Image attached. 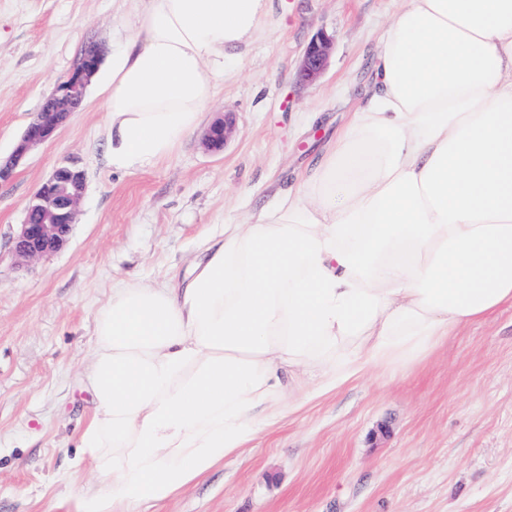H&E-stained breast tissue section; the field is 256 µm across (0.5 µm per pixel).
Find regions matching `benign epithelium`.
Masks as SVG:
<instances>
[{"mask_svg": "<svg viewBox=\"0 0 512 512\" xmlns=\"http://www.w3.org/2000/svg\"><path fill=\"white\" fill-rule=\"evenodd\" d=\"M328 55L327 38L321 34L312 38L303 53L300 78L305 82L316 80L326 68ZM101 62L102 53L97 46L85 48L80 64L44 98L41 109L12 152L0 156V181L9 179L32 148L51 139L70 115L81 108L90 79ZM227 129L223 119L211 124L204 135L208 150H223ZM84 189L85 174L73 163L58 166L41 183L13 239V251L19 260L34 261L65 248L71 239Z\"/></svg>", "mask_w": 512, "mask_h": 512, "instance_id": "1", "label": "benign epithelium"}]
</instances>
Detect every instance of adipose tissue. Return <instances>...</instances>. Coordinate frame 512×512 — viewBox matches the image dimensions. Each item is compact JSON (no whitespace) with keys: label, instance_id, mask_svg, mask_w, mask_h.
<instances>
[{"label":"adipose tissue","instance_id":"ef3b65f1","mask_svg":"<svg viewBox=\"0 0 512 512\" xmlns=\"http://www.w3.org/2000/svg\"><path fill=\"white\" fill-rule=\"evenodd\" d=\"M267 0H148L112 55L105 147L153 165L193 133ZM512 304V0H404L375 86L298 190L228 224L182 287L120 288L96 323L100 477L78 512L182 491L264 424L410 366Z\"/></svg>","mask_w":512,"mask_h":512}]
</instances>
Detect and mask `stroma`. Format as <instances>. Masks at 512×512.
I'll return each instance as SVG.
<instances>
[{"instance_id":"35a3bbf8","label":"stroma","mask_w":512,"mask_h":512,"mask_svg":"<svg viewBox=\"0 0 512 512\" xmlns=\"http://www.w3.org/2000/svg\"><path fill=\"white\" fill-rule=\"evenodd\" d=\"M403 0H271L265 28L219 84L198 131L152 167L105 157L104 83L143 0H0V153L88 45L83 106L0 182V512H77L96 318L112 291L191 276L220 224L275 207L373 91ZM326 68L299 78L317 34ZM232 123L223 151L205 130ZM78 161L85 192L68 246L19 265L12 239L41 182ZM138 512H512V305L460 327L388 382L368 377L276 420L209 474Z\"/></svg>"}]
</instances>
